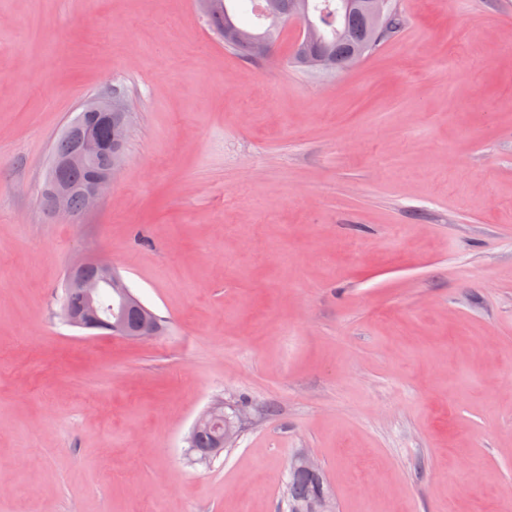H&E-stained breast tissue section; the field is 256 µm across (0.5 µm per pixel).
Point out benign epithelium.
<instances>
[{
    "label": "benign epithelium",
    "mask_w": 512,
    "mask_h": 512,
    "mask_svg": "<svg viewBox=\"0 0 512 512\" xmlns=\"http://www.w3.org/2000/svg\"><path fill=\"white\" fill-rule=\"evenodd\" d=\"M368 15L373 32L382 34L386 29L385 0H354ZM289 17L279 14L278 5H269L266 15L282 26L293 22L299 38L309 52L308 62L319 71L331 70L327 55L317 50L319 41L318 22L308 3L295 0L288 7ZM130 113L124 111L123 103L104 98L84 106L76 130L77 147L68 155L53 159L48 180L42 195L47 206L54 213L70 214L69 200L75 190L84 198V211L96 207L109 193L112 182L122 168L126 133ZM72 169L83 174L80 184L63 181L59 174ZM96 267L92 276L82 274L85 263L73 266L66 277V287L80 292L83 304L74 309L68 304L61 305L63 319L72 327L91 329L102 323L114 336L132 342H141L157 334L152 322V313L139 298L130 291L127 282L106 260L91 261ZM224 413V403H212L193 424L191 433L206 430L212 420Z\"/></svg>",
    "instance_id": "1"
}]
</instances>
